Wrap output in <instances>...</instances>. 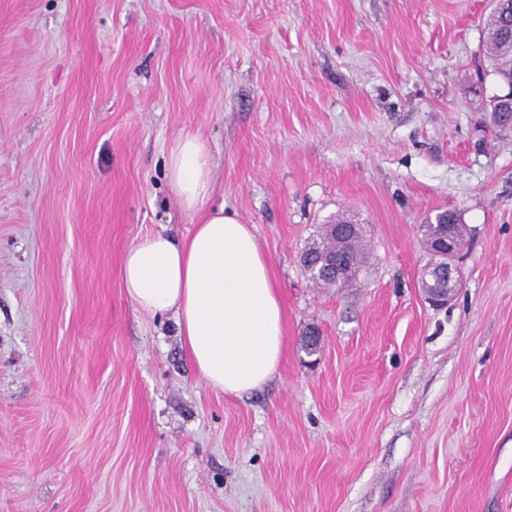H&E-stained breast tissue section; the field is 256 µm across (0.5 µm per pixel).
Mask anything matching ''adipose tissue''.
Wrapping results in <instances>:
<instances>
[{"label":"adipose tissue","mask_w":512,"mask_h":512,"mask_svg":"<svg viewBox=\"0 0 512 512\" xmlns=\"http://www.w3.org/2000/svg\"><path fill=\"white\" fill-rule=\"evenodd\" d=\"M212 170L201 135L173 141L166 161L170 190L182 209L204 217L183 240L156 232L132 245L122 261L123 285L139 311L173 316L206 386L240 396L277 371L286 317L253 225L223 209H207Z\"/></svg>","instance_id":"adipose-tissue-1"}]
</instances>
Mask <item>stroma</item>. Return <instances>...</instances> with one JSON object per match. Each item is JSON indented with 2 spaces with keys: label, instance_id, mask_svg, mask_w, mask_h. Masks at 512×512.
Listing matches in <instances>:
<instances>
[{
  "label": "stroma",
  "instance_id": "1",
  "mask_svg": "<svg viewBox=\"0 0 512 512\" xmlns=\"http://www.w3.org/2000/svg\"><path fill=\"white\" fill-rule=\"evenodd\" d=\"M490 0H0V512H512V134ZM201 134L287 315L261 389L206 387L124 252L200 216ZM467 226L442 307L419 229ZM349 214L368 263L300 256ZM321 337L306 355L309 328ZM212 158L207 141L199 134H184L171 144L166 161L168 185L180 207L202 210L213 192ZM344 255V253H339L326 264L325 273H333L338 283L351 281L359 271L356 266L348 262Z\"/></svg>",
  "mask_w": 512,
  "mask_h": 512
}]
</instances>
